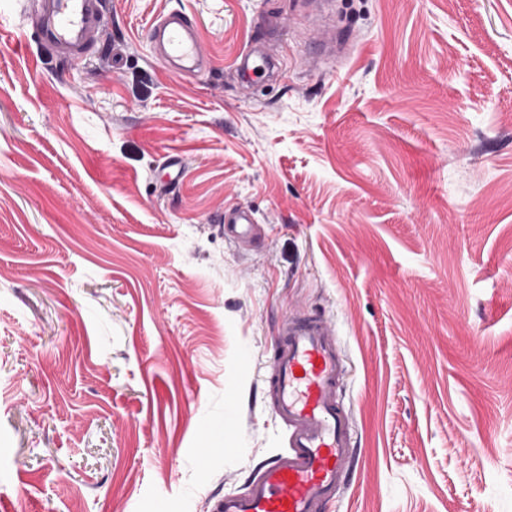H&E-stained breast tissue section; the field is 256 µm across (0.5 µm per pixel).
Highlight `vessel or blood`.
Wrapping results in <instances>:
<instances>
[{"label": "vessel or blood", "instance_id": "1", "mask_svg": "<svg viewBox=\"0 0 512 512\" xmlns=\"http://www.w3.org/2000/svg\"><path fill=\"white\" fill-rule=\"evenodd\" d=\"M104 22L99 0H42L37 34L72 58L84 55L88 35ZM153 52L166 70L190 76L206 69L209 56L197 24L182 11L159 17L149 31ZM243 84L253 73L277 75V61L257 48L235 65ZM224 236L244 240L257 220L246 206L225 207ZM343 357L322 318L284 314L278 328L268 405L288 429V446L253 469L245 492L227 494L214 512H321L345 488L355 463L353 423L340 401Z\"/></svg>", "mask_w": 512, "mask_h": 512}]
</instances>
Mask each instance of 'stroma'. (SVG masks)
Masks as SVG:
<instances>
[{"label": "stroma", "mask_w": 512, "mask_h": 512, "mask_svg": "<svg viewBox=\"0 0 512 512\" xmlns=\"http://www.w3.org/2000/svg\"><path fill=\"white\" fill-rule=\"evenodd\" d=\"M74 63L0 0V505L211 512L288 432L278 320H328L359 462L325 512H512V0H334L360 51L246 97L260 17L311 0H101ZM180 10L210 69L167 75ZM180 184L162 187L165 155ZM249 206L260 242L224 237Z\"/></svg>", "instance_id": "stroma-1"}]
</instances>
